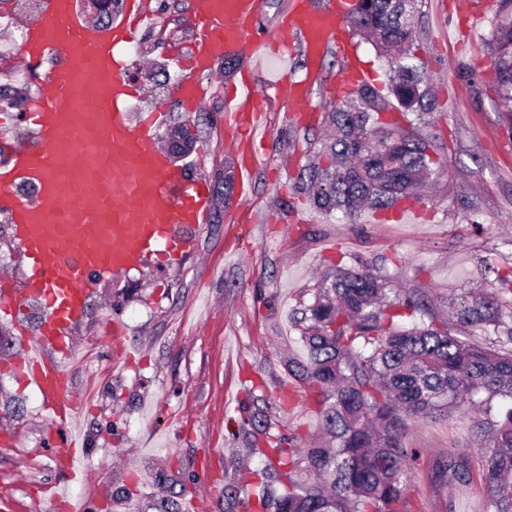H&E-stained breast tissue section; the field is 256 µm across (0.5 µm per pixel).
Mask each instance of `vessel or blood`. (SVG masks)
<instances>
[{
    "mask_svg": "<svg viewBox=\"0 0 512 512\" xmlns=\"http://www.w3.org/2000/svg\"><path fill=\"white\" fill-rule=\"evenodd\" d=\"M345 9V0H329L319 10L308 0H292L279 36L300 43L308 68L305 78L275 82L279 96L297 105L306 101L325 53L342 38ZM261 14L262 0H194L197 50L177 86L188 110L196 111L208 93L201 74L216 75L228 56L245 59L244 90L224 114L225 127L236 132L235 149L254 139L257 128L246 116L262 109L252 89L254 64L272 46L258 31ZM147 16L144 0H125L124 19L103 26L83 18L76 0H42L40 20L27 25L18 51L25 67L48 57L54 63L24 114L31 142L11 147L0 163V210L30 268L21 287L0 278V305H44L36 335L24 339L32 354L14 369L56 405L53 421L63 448L77 445L67 405L69 332L90 297L102 280L151 256L177 260L192 253V229L211 217L206 179L172 167L155 148V117L134 124L125 111L140 92L121 52L133 40L135 23Z\"/></svg>",
    "mask_w": 512,
    "mask_h": 512,
    "instance_id": "b4317fda",
    "label": "vessel or blood"
}]
</instances>
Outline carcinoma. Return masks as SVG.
I'll return each mask as SVG.
<instances>
[{"mask_svg": "<svg viewBox=\"0 0 512 512\" xmlns=\"http://www.w3.org/2000/svg\"><path fill=\"white\" fill-rule=\"evenodd\" d=\"M418 2L354 0L348 9L352 33L374 45L392 75L387 95L365 84L325 113L328 135L294 185L322 212L351 219L366 208L419 201L445 174L431 138L380 121L390 108L422 120L436 107L432 77L414 52ZM488 46L494 106L512 131V0H501ZM170 140L190 149L189 122L172 127ZM494 272L493 288L448 295L443 315L387 273L336 267L312 303L295 309L308 357L287 363L315 395L323 440L299 448L269 436L266 409L253 403L249 436L268 443L254 508L409 512L406 488L420 450L404 442L408 422L474 412L481 456L452 451L438 472L467 487L479 468L485 512H512V267Z\"/></svg>", "mask_w": 512, "mask_h": 512, "instance_id": "obj_1", "label": "carcinoma"}]
</instances>
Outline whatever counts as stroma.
I'll return each instance as SVG.
<instances>
[{"label":"stroma","instance_id":"35a3bbf8","mask_svg":"<svg viewBox=\"0 0 512 512\" xmlns=\"http://www.w3.org/2000/svg\"><path fill=\"white\" fill-rule=\"evenodd\" d=\"M30 2L0 0V51L17 50ZM147 2L151 18L136 25L137 50L124 54L143 92L127 112L136 122L165 104L162 148L169 128L188 116L197 123L184 164L210 180L212 216L197 230L193 255L102 282L73 329L68 375L85 475L70 490L88 500V512H156L160 500L182 496L199 499L202 512H247L252 487L242 475L261 466L243 431L251 391L264 396L274 434L322 436L286 359L306 354L290 323L293 308L312 302L337 259L389 271L398 287L418 289L440 313L449 293L487 287L486 259L512 258V136L492 106L487 53L499 2L422 0L415 50L433 77L437 108L419 130L433 136L446 173L419 212L397 220L368 209L351 221L316 210L291 187L319 146L324 113L345 95L349 59L380 90L389 82L387 61L356 38L347 54L329 50L301 114L270 84L288 73L304 77L303 53L260 60L256 90L266 126L255 142L253 188L247 199L228 198L214 175L241 162L224 147V109L240 76L211 83L204 107L188 112L165 76L179 74L172 55L189 57L198 38L191 0ZM466 69L481 85L462 78ZM116 320L127 329L118 346ZM32 324L29 307L0 313V493L17 499L18 512H47L41 488L66 481L65 453L50 410L12 373L19 329ZM405 442L420 451L407 489L411 512H483L479 484L461 488L435 471L451 450L476 453L473 416L419 419Z\"/></svg>","mask_w":512,"mask_h":512}]
</instances>
